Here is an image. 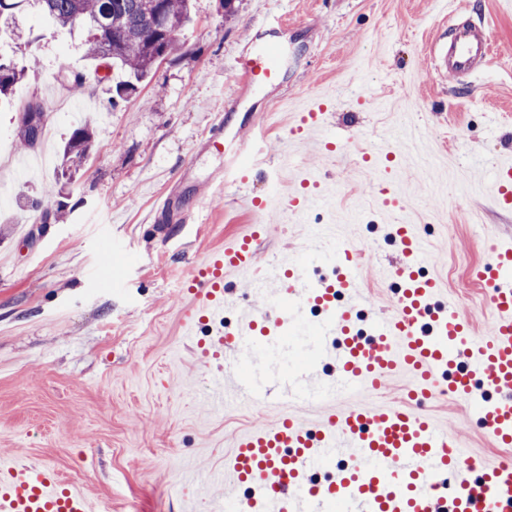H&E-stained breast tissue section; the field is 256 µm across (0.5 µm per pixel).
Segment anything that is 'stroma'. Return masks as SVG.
<instances>
[{
  "mask_svg": "<svg viewBox=\"0 0 512 512\" xmlns=\"http://www.w3.org/2000/svg\"><path fill=\"white\" fill-rule=\"evenodd\" d=\"M194 0L177 55L157 64L124 101L113 102L118 71L88 59L81 31L54 28L31 10L16 13L0 57L24 65L11 106L0 109V148L16 159L46 156L39 174L0 170V455H20L54 470L111 512H212L210 486L235 439L288 412L319 420L323 406L362 401L322 377L315 404L225 402L209 389L224 373L223 353H203L234 331L236 315L183 327L184 282L210 252L246 233L257 218L249 200L308 189L300 213L282 211L259 244V269L328 239H349L367 257L361 286L372 306L358 325L393 305L388 271L402 254L393 209L376 191L394 166L392 197L407 208L457 311L476 332L489 317L488 289L473 268L490 260L491 241L512 238V211L486 184L512 155V9L503 0ZM465 13L488 25L491 64L459 79L431 72L429 40L438 20ZM284 25L293 52L286 84L242 97L236 60L256 23ZM85 73L86 94L62 82ZM326 96L321 128L290 140L306 102ZM40 103L53 142L17 147L19 116ZM257 114L256 177L224 184V160L211 153V125ZM88 118L93 146L71 184L57 181L56 149ZM335 151H327V144ZM372 163H365V156ZM66 216L31 223L33 200ZM198 210L188 223L179 214ZM428 409L473 459H512L448 398Z\"/></svg>",
  "mask_w": 512,
  "mask_h": 512,
  "instance_id": "35a3bbf8",
  "label": "stroma"
}]
</instances>
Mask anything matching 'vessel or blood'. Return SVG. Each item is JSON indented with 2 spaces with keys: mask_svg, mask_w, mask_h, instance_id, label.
Here are the masks:
<instances>
[{
  "mask_svg": "<svg viewBox=\"0 0 512 512\" xmlns=\"http://www.w3.org/2000/svg\"><path fill=\"white\" fill-rule=\"evenodd\" d=\"M450 33L432 59L438 76L460 77L487 63L492 39L484 25L464 22ZM288 69L281 28L257 26L238 60L247 87L284 84ZM208 144L224 156L225 183L246 185L255 172L250 141L219 123ZM496 185L498 206L511 211L512 164L498 168ZM251 206L268 218L266 202ZM262 221L210 253L187 283L194 299L189 322L237 311L236 332L216 340L235 366L214 387V400L308 404L316 397L309 377L328 361L341 388L365 397L394 376L409 377L412 386L403 406L365 400L327 411L314 426L291 415L237 438L224 462V485L238 494L239 512H512V461L481 464L455 455V440L425 408L438 394L464 402L484 434L512 447V241L492 245V262L475 274L489 288L490 321L478 334L448 305L441 282L422 275L428 258L413 225L396 224L403 260L388 273L396 284L393 306L364 332L353 308L365 300L360 250L349 241L333 248L336 278L311 280L307 259L299 257L280 264L273 280L250 283L255 293L278 295L274 310L237 307L226 277L257 265ZM312 310L307 347L292 368H264L256 347H287L294 324ZM0 512L91 507L44 465L18 461L0 465Z\"/></svg>",
  "mask_w": 512,
  "mask_h": 512,
  "instance_id": "vessel-or-blood-1",
  "label": "vessel or blood"
}]
</instances>
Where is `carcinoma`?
<instances>
[{
	"instance_id": "cac0c4a2",
	"label": "carcinoma",
	"mask_w": 512,
	"mask_h": 512,
	"mask_svg": "<svg viewBox=\"0 0 512 512\" xmlns=\"http://www.w3.org/2000/svg\"><path fill=\"white\" fill-rule=\"evenodd\" d=\"M33 7L61 29L80 27L89 32L86 54L94 60L103 58L97 28L105 26L114 35L112 66L125 74L115 85V95L122 99L137 89L161 59L148 49L147 32L151 0H31ZM164 12L185 27L191 20V0H159ZM25 67L12 59L0 58V103L10 101L13 88L22 81ZM93 131L87 125L75 127L60 150L61 167L79 171L88 157Z\"/></svg>"
}]
</instances>
